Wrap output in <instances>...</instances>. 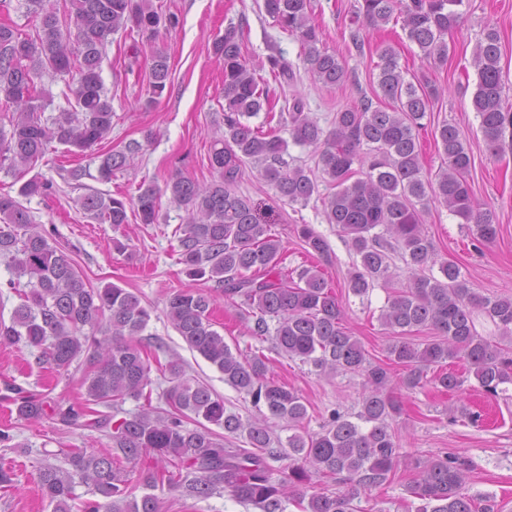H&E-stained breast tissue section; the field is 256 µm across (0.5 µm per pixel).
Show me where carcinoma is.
I'll list each match as a JSON object with an SVG mask.
<instances>
[{"instance_id": "carcinoma-1", "label": "carcinoma", "mask_w": 512, "mask_h": 512, "mask_svg": "<svg viewBox=\"0 0 512 512\" xmlns=\"http://www.w3.org/2000/svg\"><path fill=\"white\" fill-rule=\"evenodd\" d=\"M50 0H24L26 13L40 19L32 35L0 24V169L23 180L19 195L47 197L53 182L28 173L56 142L70 152L100 145L112 131V99L101 77L103 51L109 37L129 30L150 45L149 85L145 105L163 97L170 82L169 56L161 31L179 24L173 13L154 8L151 0H64L63 15ZM465 0H358L350 39L358 49L364 41L359 27H382L393 17L402 22L407 39L431 64L448 59L447 37L463 23ZM265 12L295 35L315 79L326 87L348 80L344 63L318 47L322 31L312 17L310 0H264ZM224 72V133L214 137L209 154L217 179L201 184L181 175L165 188L141 184L136 197L105 196L97 191L77 200L80 209L100 224L118 228L128 223L127 209L140 223H159L161 194L185 209L178 248L182 273L194 281H212L224 298L249 308L253 336L272 338L280 356L309 365L324 375L356 374L362 378L360 410H338L316 433H299L307 418L303 397L292 387L268 378L264 354L232 352L211 319L214 298L199 289L169 295L165 314L187 347L224 375V382L251 397L260 417L243 421L224 407V399L207 384L186 376L182 364H164L168 386L158 396L165 407L152 405L144 393L150 385L151 364L138 336L151 318L135 293L116 285L94 288L66 252L48 241L30 212L8 193L0 194V256H6L16 278H28L30 291L15 308L11 324L0 327L3 344L24 343L40 351V359L66 371L81 356L90 370L83 377L86 403H59L22 395L14 400L19 417L40 421L57 417L76 427L112 428V449L105 453L81 448L42 450L39 470L42 497L52 512H159L152 493L162 484L183 498L207 500L229 490L242 503L261 512H285L296 497L302 512H355L353 500L366 488L386 481L400 463L401 444L393 418L401 406L387 392L389 370L368 358L362 343L346 329L343 312L330 284L316 266L297 273L283 266V247L270 225L257 217L249 200L238 192L242 165H262L261 175L278 200L307 204L321 199L328 223L336 225L360 257L347 277L346 288L364 296L376 283L388 289L379 320L391 342L387 360L404 368L399 384L413 391L426 387L440 392L461 390L465 379L443 364L460 360L469 366L483 390L491 395L512 385V350L481 336L473 315L479 311L505 331H512V297L481 296L468 287L460 267L438 258L424 231L422 214L431 202L444 204L470 225L473 240L490 243L499 234L491 210L476 202L467 181L472 158L459 128L444 123L436 142L448 159L435 180L425 175L419 134L427 127L431 105L438 97L430 81L406 79L399 55L389 43L375 47L378 61L376 98L336 112L331 127H321L293 98L278 115L277 127L264 131L250 119L271 112L275 90L260 85L255 69L242 54V33L230 27L211 47ZM501 43L493 27L484 30L474 51L477 86L472 106L488 148L500 151L512 111L505 106ZM275 77L292 81L293 64L280 55L267 57ZM64 84L62 96L70 108L44 121L39 102L50 96L43 76ZM313 147L321 171L336 191L321 196L315 177L283 159L288 141ZM141 149L137 141L123 150L105 153L98 179L112 181ZM365 169L354 178V165ZM302 241L317 256L328 251L323 237L304 224ZM397 251L412 272L406 286L391 284L389 252ZM438 268L441 277L432 274ZM274 325H269V322ZM432 331V339L415 342L412 333ZM128 397H142V409L117 418ZM103 405L104 413L94 409ZM288 423V450L271 447L272 428ZM246 440L245 448L224 447V435ZM150 453L154 467L143 473L148 492L138 497L122 464ZM288 460L279 468L273 461ZM420 475L412 488L421 501L416 512H493L494 505L465 493L469 462L450 454L418 463ZM314 475L336 480L342 487L309 496L300 492ZM87 488L81 499L77 486Z\"/></svg>"}]
</instances>
